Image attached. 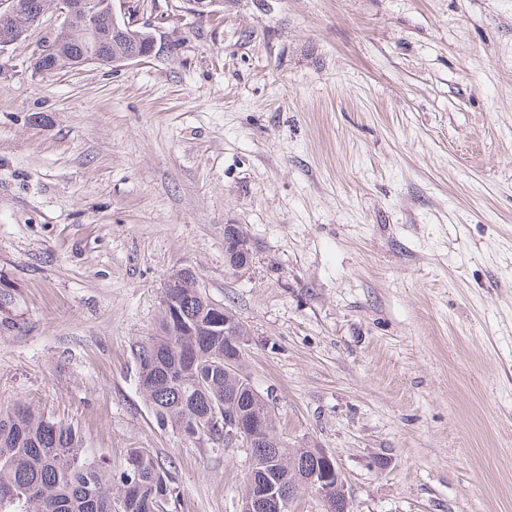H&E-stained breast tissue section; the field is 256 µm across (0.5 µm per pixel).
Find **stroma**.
<instances>
[{
    "instance_id": "35a3bbf8",
    "label": "stroma",
    "mask_w": 512,
    "mask_h": 512,
    "mask_svg": "<svg viewBox=\"0 0 512 512\" xmlns=\"http://www.w3.org/2000/svg\"><path fill=\"white\" fill-rule=\"evenodd\" d=\"M155 3L150 60L32 75L54 12L0 58V407L116 474L149 449L166 512H240L248 449L159 428L138 387L189 269L352 512H512V0ZM237 225L228 224L224 227V249L228 267L236 274L246 272L253 260L250 241Z\"/></svg>"
}]
</instances>
